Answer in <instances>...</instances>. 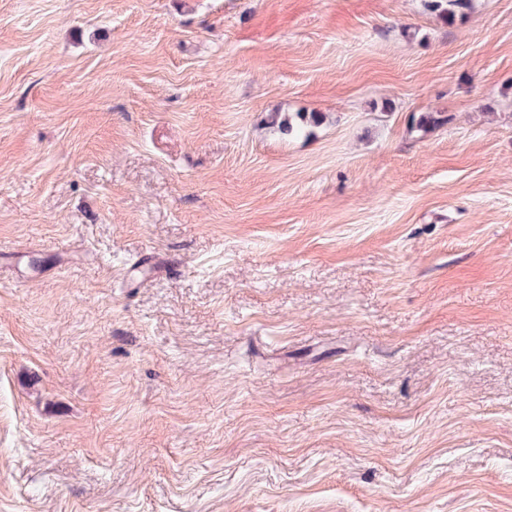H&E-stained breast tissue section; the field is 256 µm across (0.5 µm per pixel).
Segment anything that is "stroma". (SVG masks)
<instances>
[{
    "mask_svg": "<svg viewBox=\"0 0 512 512\" xmlns=\"http://www.w3.org/2000/svg\"><path fill=\"white\" fill-rule=\"evenodd\" d=\"M0 512H512V0H0ZM471 6V0H430L427 7L446 24L452 25ZM295 118L275 113L271 116V124L276 126L283 135L290 136L304 130L308 126L318 125L323 120V117L317 113H297Z\"/></svg>",
    "mask_w": 512,
    "mask_h": 512,
    "instance_id": "1",
    "label": "stroma"
}]
</instances>
